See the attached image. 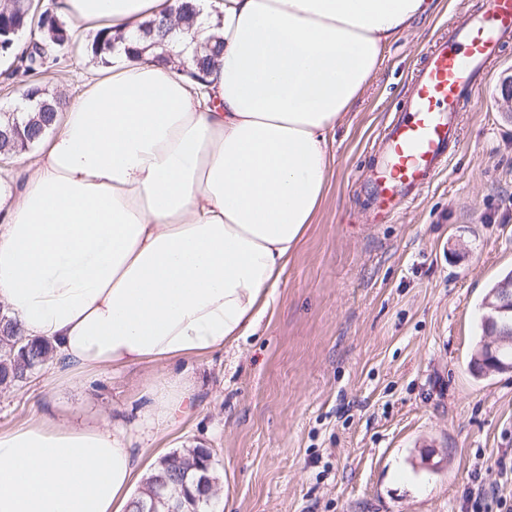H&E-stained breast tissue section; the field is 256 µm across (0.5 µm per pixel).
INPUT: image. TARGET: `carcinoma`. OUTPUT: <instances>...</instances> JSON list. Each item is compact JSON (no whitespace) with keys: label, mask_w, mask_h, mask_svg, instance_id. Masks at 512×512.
I'll return each instance as SVG.
<instances>
[{"label":"carcinoma","mask_w":512,"mask_h":512,"mask_svg":"<svg viewBox=\"0 0 512 512\" xmlns=\"http://www.w3.org/2000/svg\"><path fill=\"white\" fill-rule=\"evenodd\" d=\"M9 7L0 10V42L9 48L0 53L15 56L21 62L23 73L34 75L43 64L39 61L38 50L46 46L53 51L70 44L72 32L63 18L54 13H46V19L33 20L26 15L24 0H8ZM192 5L185 0H173L170 14L144 21L133 37L123 33H112L104 28L94 32L85 46L91 60L101 65L110 64L112 50L124 46L126 54H136L138 49L131 43L138 42L148 48L155 45L167 46L174 50L180 37L173 33L170 16L188 17ZM29 35L28 45L32 50H19L22 35ZM223 50L219 37L200 45L199 52L191 60L192 69L206 74L212 69ZM34 100L21 103L18 113L20 127L8 128L9 119L0 121V129L8 131L0 135V154L9 155L25 150L53 129V123L66 102L57 97H49L38 84L28 86ZM53 347L47 342L30 340L23 336L17 323L6 314L0 315V388L23 387L28 384L36 371L51 361ZM214 456L208 448H184L163 456L146 478L138 493L130 500V512L148 510L157 496L179 506L182 512H209L213 497L211 483L216 481Z\"/></svg>","instance_id":"obj_1"}]
</instances>
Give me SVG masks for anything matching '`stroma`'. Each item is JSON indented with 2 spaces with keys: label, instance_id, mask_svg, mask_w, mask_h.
Returning a JSON list of instances; mask_svg holds the SVG:
<instances>
[{
  "label": "stroma",
  "instance_id": "obj_1",
  "mask_svg": "<svg viewBox=\"0 0 512 512\" xmlns=\"http://www.w3.org/2000/svg\"><path fill=\"white\" fill-rule=\"evenodd\" d=\"M478 0H439L384 53L335 132L329 189L253 336L189 360L188 413L159 428L142 391L164 368L104 369L71 387L53 365L0 390V430L62 413L77 424L137 425L141 467L180 448H209L210 512H498L512 499V374L470 363L485 293L512 270V48L483 109L461 117L448 170L395 224H375L355 175L370 141L404 101L438 30ZM36 78L75 101L97 66L90 35ZM493 487L482 505L466 494Z\"/></svg>",
  "mask_w": 512,
  "mask_h": 512
}]
</instances>
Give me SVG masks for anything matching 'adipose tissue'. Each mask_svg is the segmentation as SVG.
<instances>
[{"mask_svg":"<svg viewBox=\"0 0 512 512\" xmlns=\"http://www.w3.org/2000/svg\"><path fill=\"white\" fill-rule=\"evenodd\" d=\"M224 51L195 93L173 64L113 58L0 179V311L68 374L168 367L144 391L174 422L183 361L252 335L324 200L335 128L386 47L438 0H192ZM171 0H58L127 35ZM133 439L64 417L0 431V512H125Z\"/></svg>","mask_w":512,"mask_h":512,"instance_id":"ef3b65f1","label":"adipose tissue"}]
</instances>
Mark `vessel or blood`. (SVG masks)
Instances as JSON below:
<instances>
[{"mask_svg":"<svg viewBox=\"0 0 512 512\" xmlns=\"http://www.w3.org/2000/svg\"><path fill=\"white\" fill-rule=\"evenodd\" d=\"M512 45V0H479L436 37L410 78L406 100L371 150L361 190L376 224L398 222L446 172L462 139V112L483 107L480 90Z\"/></svg>","mask_w":512,"mask_h":512,"instance_id":"vessel-or-blood-1","label":"vessel or blood"}]
</instances>
